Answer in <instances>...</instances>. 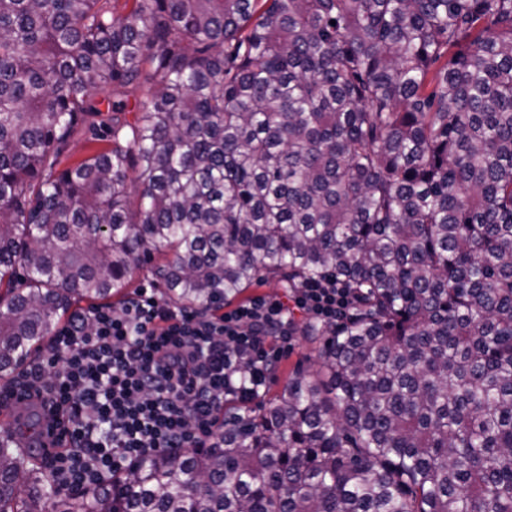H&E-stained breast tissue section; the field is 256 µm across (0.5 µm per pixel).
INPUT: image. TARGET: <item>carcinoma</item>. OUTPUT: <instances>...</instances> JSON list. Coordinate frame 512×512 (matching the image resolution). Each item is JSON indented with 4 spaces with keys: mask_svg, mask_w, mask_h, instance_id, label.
Instances as JSON below:
<instances>
[{
    "mask_svg": "<svg viewBox=\"0 0 512 512\" xmlns=\"http://www.w3.org/2000/svg\"><path fill=\"white\" fill-rule=\"evenodd\" d=\"M141 259L182 307L355 302L108 489L6 434L0 512H512V0H0V380ZM350 304L347 288L336 284L313 282L303 286L295 297V306L306 314L326 322H336V317ZM280 346V360L266 385L265 391H268L270 396L281 390L283 384L288 380V376L297 367L301 366L303 370L308 372H314L317 369V365L314 363V353L312 352V348L316 347L317 344L309 345L299 336H291L287 342L281 343ZM306 356H311V358L306 359Z\"/></svg>",
    "mask_w": 512,
    "mask_h": 512,
    "instance_id": "cac0c4a2",
    "label": "carcinoma"
}]
</instances>
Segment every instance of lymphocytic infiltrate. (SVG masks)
<instances>
[{
	"label": "lymphocytic infiltrate",
	"mask_w": 512,
	"mask_h": 512,
	"mask_svg": "<svg viewBox=\"0 0 512 512\" xmlns=\"http://www.w3.org/2000/svg\"><path fill=\"white\" fill-rule=\"evenodd\" d=\"M349 304L347 289L322 281L303 286L291 307L259 297L225 313L195 311L146 288L121 309L76 313L19 385L47 429L66 436L48 456L55 483L71 494L103 489L152 456L211 447L225 396L260 394L292 309L332 322Z\"/></svg>",
	"instance_id": "1"
}]
</instances>
